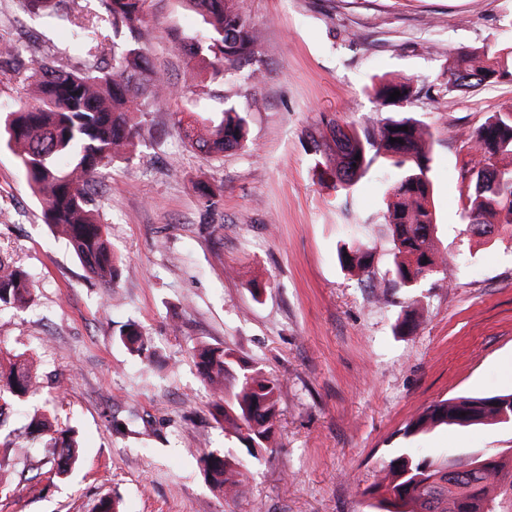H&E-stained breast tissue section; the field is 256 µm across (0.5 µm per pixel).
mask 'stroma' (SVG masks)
Listing matches in <instances>:
<instances>
[{
    "instance_id": "stroma-1",
    "label": "stroma",
    "mask_w": 512,
    "mask_h": 512,
    "mask_svg": "<svg viewBox=\"0 0 512 512\" xmlns=\"http://www.w3.org/2000/svg\"><path fill=\"white\" fill-rule=\"evenodd\" d=\"M257 31L252 61L231 74L187 64L177 39L205 40L185 0H147L141 42L168 85L139 122L131 159L88 186L120 257L115 288L89 278L67 242L42 222L41 202L15 152L0 145V261L26 270L34 301L0 309V348L32 356L39 391L16 402L8 429L34 413L73 427L80 459L50 474L45 438H28L32 478L0 445V512H95L120 495L125 512H367L361 496L405 448L423 455L512 448V428L441 426L413 438L410 419L433 401L512 393V231L472 236L464 216L471 133L512 106V81L456 90L448 56L512 44V0H239ZM99 0H77L73 23L0 0V112L32 101L36 60L92 59L73 48L76 26L97 23ZM410 79L402 107H381L373 80ZM247 112L244 148L208 155L187 126ZM411 116L431 133L438 277L407 293L384 287L392 264L384 220L393 171L375 159L346 194L328 191L334 157L310 137L331 122L369 126ZM218 194L215 205L196 182ZM374 249L375 287L343 271L337 249ZM411 312L417 327L400 333ZM137 321L152 340L127 352L119 332ZM203 341L233 349L283 384L277 440L249 456L209 413L210 390L192 356ZM248 462V491L220 498L202 452Z\"/></svg>"
}]
</instances>
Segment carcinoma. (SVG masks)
Segmentation results:
<instances>
[{
	"label": "carcinoma",
	"mask_w": 512,
	"mask_h": 512,
	"mask_svg": "<svg viewBox=\"0 0 512 512\" xmlns=\"http://www.w3.org/2000/svg\"><path fill=\"white\" fill-rule=\"evenodd\" d=\"M103 22L112 27V62L77 69L59 58H46L31 68L36 83L33 101L0 115V135L18 148L29 186L43 199V222L60 229L90 278L105 289L114 287L117 258L104 235L99 214L88 205L86 188L98 171L117 159H128L141 136L135 113L158 96L164 80L140 45L146 0H101ZM211 27L205 42L178 41V49L212 68L228 72L249 61L258 40L237 9V0H188ZM98 30L81 28L82 51L98 49ZM512 77V46L492 53H459L448 65V87L474 88ZM400 91L402 102L412 93L408 82H386L375 91L382 104ZM408 130L403 131L401 127ZM330 138L316 147L336 154L331 181L338 192L349 191L378 156L394 168L386 214L391 227L394 261L387 286L409 291L440 272L443 259L434 242L429 178V133L412 117L386 119L361 129L329 123ZM247 115L224 102L223 118L210 129H192L187 138L198 149L222 154L244 146ZM396 142H391V139ZM475 157L465 205L469 231L491 239L512 227V106L487 117L471 135ZM360 159H355V156ZM374 252L362 240L339 251L342 267L373 280ZM26 271L0 264V307L23 308L32 300ZM132 353L149 351L150 340L130 321L120 331ZM200 374L211 390L210 412L228 424L249 449L271 446L278 415L280 382L268 379L230 348H194ZM39 389V375L23 354L8 357L0 370V417L12 401ZM512 419V394L459 395L436 401L404 428L414 436L441 425H505ZM27 434L49 437L55 471L66 474L78 460L74 431L58 428L43 414L31 418ZM486 463L471 469L460 458H431L407 448L392 458L382 481L362 495L374 512H485L493 502L498 512H512V455L486 453ZM199 464L208 481L233 498L246 493V466L229 456L205 452Z\"/></svg>",
	"instance_id": "obj_1"
}]
</instances>
